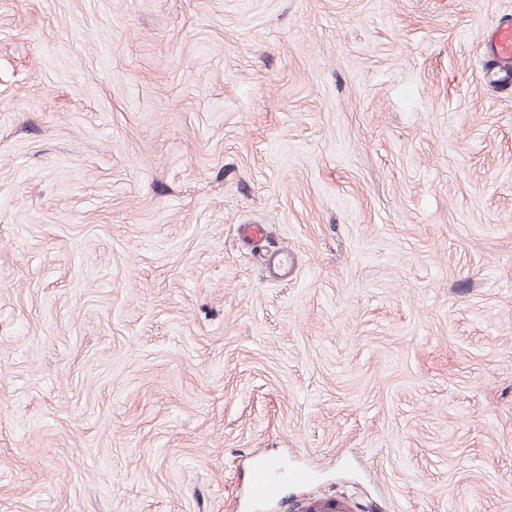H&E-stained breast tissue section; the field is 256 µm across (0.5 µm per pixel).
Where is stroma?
<instances>
[{
  "mask_svg": "<svg viewBox=\"0 0 512 512\" xmlns=\"http://www.w3.org/2000/svg\"><path fill=\"white\" fill-rule=\"evenodd\" d=\"M505 14L0 0V512H512ZM489 55L494 62L512 63V20L500 21L489 33ZM284 469H273L259 454L253 456L250 469L249 494L256 501L275 498L283 479ZM298 507L299 512H353L350 501L342 496L307 498Z\"/></svg>",
  "mask_w": 512,
  "mask_h": 512,
  "instance_id": "obj_1",
  "label": "stroma"
}]
</instances>
